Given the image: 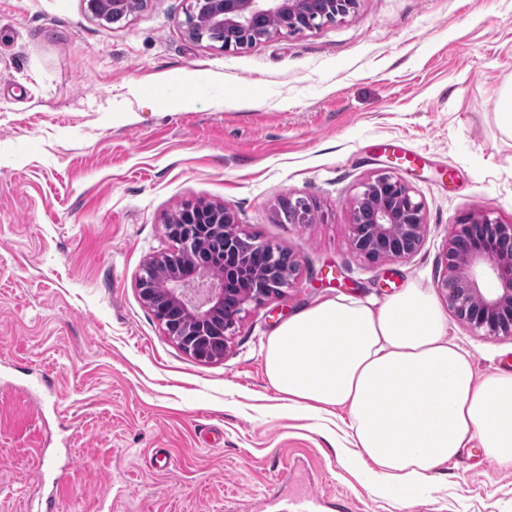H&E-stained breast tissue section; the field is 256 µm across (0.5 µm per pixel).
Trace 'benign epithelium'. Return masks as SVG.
<instances>
[{
	"mask_svg": "<svg viewBox=\"0 0 512 512\" xmlns=\"http://www.w3.org/2000/svg\"><path fill=\"white\" fill-rule=\"evenodd\" d=\"M137 0H111L112 21L130 16ZM313 0H191L183 22L189 39L201 40L204 28L224 29L226 51L252 46L281 31L289 34L312 30L355 14L359 0H321L324 18L311 14ZM277 17L275 29L266 19ZM288 223L310 224L311 204L298 198L283 201ZM166 233L182 246L204 247L207 238H224V278L212 272V262L198 266L192 276L182 270V252L150 258L137 279L141 300L165 323L163 311L154 308L155 289L147 275L161 279L169 299V309L184 318L188 331L176 338L179 346L193 354L188 336L205 335L217 321L224 320L229 332L252 304L281 298L298 273V263L288 271L272 270L273 282H258L250 273L248 251H276L270 244L247 238L238 230L235 214L225 204L188 203L165 221ZM351 241L364 260H405L420 247L426 227L423 202L412 188L388 173L370 177L353 198ZM512 245V224L491 218L487 212L460 216L448 236L443 255V272L437 288L444 293L448 309L464 324L489 336L512 337V256L503 246ZM493 276L497 287L490 288L482 273Z\"/></svg>",
	"mask_w": 512,
	"mask_h": 512,
	"instance_id": "7a95c632",
	"label": "benign epithelium"
}]
</instances>
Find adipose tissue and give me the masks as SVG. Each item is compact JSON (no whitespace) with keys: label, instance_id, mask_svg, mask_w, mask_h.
Instances as JSON below:
<instances>
[{"label":"adipose tissue","instance_id":"ef3b65f1","mask_svg":"<svg viewBox=\"0 0 512 512\" xmlns=\"http://www.w3.org/2000/svg\"><path fill=\"white\" fill-rule=\"evenodd\" d=\"M264 361L291 404L324 414L348 408L355 448L387 482L429 483L475 441L498 466L512 467V372L476 380L420 286L376 309L335 298L299 311L269 338Z\"/></svg>","mask_w":512,"mask_h":512}]
</instances>
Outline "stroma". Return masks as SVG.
<instances>
[{
    "label": "stroma",
    "instance_id": "1",
    "mask_svg": "<svg viewBox=\"0 0 512 512\" xmlns=\"http://www.w3.org/2000/svg\"><path fill=\"white\" fill-rule=\"evenodd\" d=\"M188 6L147 0L109 24L87 0H0V512H278L265 498L303 485L321 512H512V468L477 446L427 485L376 483L347 411L289 405L263 351L320 301L435 290L460 215L512 224L494 117L512 0H360L234 51L190 40ZM380 170L425 204L403 261L351 247V200ZM287 197L315 220L287 223ZM201 200L299 263L287 300L250 307L208 362L137 290L145 260L176 248L165 216ZM446 324L476 379L512 371L511 338Z\"/></svg>",
    "mask_w": 512,
    "mask_h": 512
}]
</instances>
